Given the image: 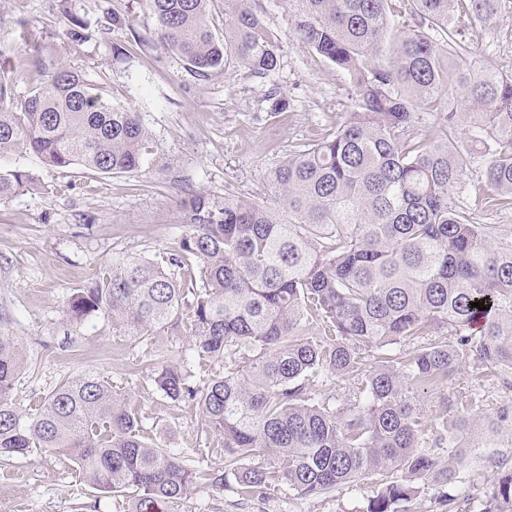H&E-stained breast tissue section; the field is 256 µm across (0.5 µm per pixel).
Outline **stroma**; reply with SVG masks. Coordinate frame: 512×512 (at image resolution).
<instances>
[{"label":"stroma","mask_w":512,"mask_h":512,"mask_svg":"<svg viewBox=\"0 0 512 512\" xmlns=\"http://www.w3.org/2000/svg\"><path fill=\"white\" fill-rule=\"evenodd\" d=\"M267 26L279 35L278 70L262 79L239 70L200 77L162 47L135 40L152 32V17L135 0H0V41L11 50L0 70H34L18 39V22L43 31L50 45L44 64L64 62L96 82L104 97L139 112L154 159L132 174L103 175L81 167L58 169L20 148L13 163L30 170L35 190L0 202V336L23 350L26 363L13 399L38 409L65 378L103 376L138 411L145 436L190 459L202 474L177 512H362L371 490L354 484L303 497L280 484L249 500L234 483L217 490L205 474L224 465L217 437L195 405L171 402L151 371L164 361L204 385L222 363L199 360L188 322L132 341L119 336L104 313L69 321L66 303L78 289L101 281L113 257L177 253L186 229L182 202L195 193L223 202L225 193L270 198L267 175L297 146L335 133L354 108L348 76L293 39L279 0H264ZM107 26L113 13L131 29L72 46L63 37L69 12ZM465 42L482 64L512 74V0L496 17L468 32ZM123 48L112 53L113 44ZM278 90L286 111L270 110ZM128 498L86 482L77 465L35 450L0 463V512H129Z\"/></svg>","instance_id":"35a3bbf8"}]
</instances>
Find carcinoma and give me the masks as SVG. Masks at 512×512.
Here are the masks:
<instances>
[{"instance_id": "cac0c4a2", "label": "carcinoma", "mask_w": 512, "mask_h": 512, "mask_svg": "<svg viewBox=\"0 0 512 512\" xmlns=\"http://www.w3.org/2000/svg\"><path fill=\"white\" fill-rule=\"evenodd\" d=\"M210 2L138 0L154 19L151 39L195 73L273 74L282 43L260 0H224L222 36ZM397 2L281 0L293 37L349 76L353 112L269 172L275 207L192 196L167 265L116 258L105 281L70 297L67 316L78 324L104 312L136 340L191 313L193 350L224 372L196 387L162 362L152 380L169 400L195 403L221 439L214 486L231 476L253 497L281 480L317 497L368 478L364 512H409L418 482L431 479L446 488L440 512H458L448 489L478 457L496 476L471 512H512V456L500 450L503 436L512 439V403L479 416L466 391L451 417L426 410L468 354L475 383L487 371L512 374V235L475 222L480 211L512 209V75L479 65L462 39L501 0H406L401 23ZM95 34L70 15L71 44ZM21 40L34 52L44 46L24 25ZM459 94L467 111H445ZM420 105L439 114L441 135L420 136ZM20 144L48 166L109 175L137 172L153 154L139 113L66 65L40 69L23 95L0 73V159ZM486 154L478 191L457 205ZM35 186L25 167H0V202ZM190 259L199 278L188 281ZM401 343L412 346L405 356L385 353ZM23 366L22 350L0 336V457L64 452L94 489L128 496L131 512H173L196 484L197 470L146 441L127 400L92 373L63 380L36 413L19 410L12 392ZM317 376L349 381L347 407L315 399ZM256 458L266 466L248 464Z\"/></svg>"}]
</instances>
